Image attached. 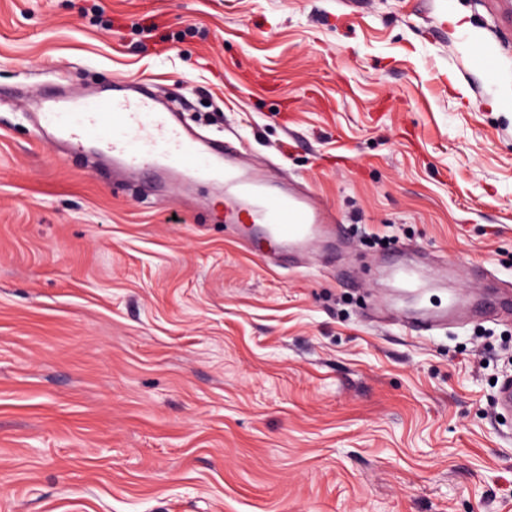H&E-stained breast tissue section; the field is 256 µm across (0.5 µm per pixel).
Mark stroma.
<instances>
[{
  "instance_id": "stroma-1",
  "label": "stroma",
  "mask_w": 512,
  "mask_h": 512,
  "mask_svg": "<svg viewBox=\"0 0 512 512\" xmlns=\"http://www.w3.org/2000/svg\"><path fill=\"white\" fill-rule=\"evenodd\" d=\"M119 79L349 240L272 269L222 186L149 205L35 136ZM0 88V512H512V310L414 338L388 268L512 296L501 0H0Z\"/></svg>"
}]
</instances>
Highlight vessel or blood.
Returning a JSON list of instances; mask_svg holds the SVG:
<instances>
[{
    "instance_id": "b4317fda",
    "label": "vessel or blood",
    "mask_w": 512,
    "mask_h": 512,
    "mask_svg": "<svg viewBox=\"0 0 512 512\" xmlns=\"http://www.w3.org/2000/svg\"><path fill=\"white\" fill-rule=\"evenodd\" d=\"M36 125L54 147L102 146L113 168L128 173L147 169L163 182L174 177L187 185L223 184L225 222L269 238L283 262H290L293 249L340 230L329 209L311 195L275 191L266 179L245 172L233 143L202 134L148 85H129L109 98L45 94ZM459 303L452 296L447 306L425 309L412 331L421 335L447 324Z\"/></svg>"
}]
</instances>
